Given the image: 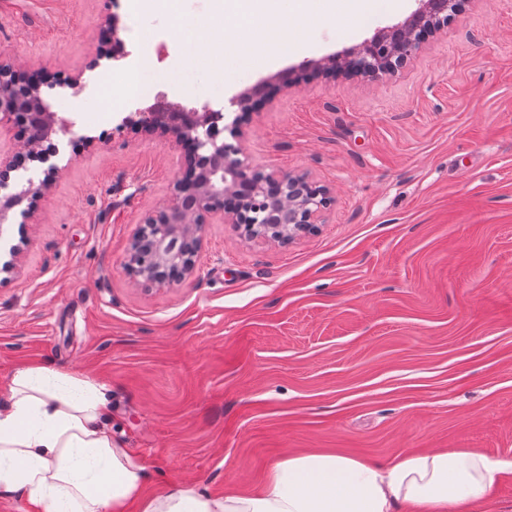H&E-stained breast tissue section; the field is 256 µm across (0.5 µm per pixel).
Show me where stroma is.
I'll return each instance as SVG.
<instances>
[{"mask_svg":"<svg viewBox=\"0 0 512 512\" xmlns=\"http://www.w3.org/2000/svg\"><path fill=\"white\" fill-rule=\"evenodd\" d=\"M106 0H0V53L55 75L69 115L66 173L38 223L12 212L0 263V379L25 363L78 369L112 388V432L150 473L148 492L192 481L262 488L288 456L388 462L450 448L512 460V0H472L405 71L318 77L257 109L244 157L307 172L333 203L317 234L282 247L211 224L195 277L134 286L123 271L139 219L168 196L177 160L103 110L93 61ZM415 7L379 0L301 36L274 65H187L165 14L129 12L141 93L236 112L255 82L360 44ZM80 73L73 91L66 76ZM95 139L76 150L74 140Z\"/></svg>","mask_w":512,"mask_h":512,"instance_id":"stroma-1","label":"stroma"}]
</instances>
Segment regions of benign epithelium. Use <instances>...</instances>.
Instances as JSON below:
<instances>
[{
  "label": "benign epithelium",
  "instance_id": "1",
  "mask_svg": "<svg viewBox=\"0 0 512 512\" xmlns=\"http://www.w3.org/2000/svg\"><path fill=\"white\" fill-rule=\"evenodd\" d=\"M415 2L416 8L404 21L376 31L349 53L307 60L238 95L234 99L238 112L229 127L233 144L220 137L214 111L207 105L188 106L164 97L123 118L118 133L133 128L180 158V175L169 198L136 225L123 263L129 278L146 288L180 285L192 278L208 224H233L250 239L281 245L314 233L332 202L327 187L304 173L258 168L238 158L249 137L253 109L272 102L277 91L297 87L311 76L397 74L412 64L430 37L448 28L470 0ZM102 21L108 36L97 46L93 66L103 57L117 60L125 54L116 16L105 15ZM43 86L41 71L9 54L0 55V128L9 130L13 140L8 152H0L1 225L24 202L22 223H34L39 202L64 170L51 161L58 153L52 138L72 133L75 122L51 109ZM33 160L47 165L39 183L31 181L17 193H1L13 174ZM27 244L22 237L12 246L0 273L21 271L20 256Z\"/></svg>",
  "mask_w": 512,
  "mask_h": 512
}]
</instances>
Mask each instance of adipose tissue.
Wrapping results in <instances>:
<instances>
[{"mask_svg":"<svg viewBox=\"0 0 512 512\" xmlns=\"http://www.w3.org/2000/svg\"><path fill=\"white\" fill-rule=\"evenodd\" d=\"M183 0H137L163 8L185 47L233 65L276 63L297 45L291 36L344 12L364 17L374 0H217L205 20L186 16ZM224 30L203 42L204 27ZM112 388L75 369L24 364L0 380V496L22 498L32 512H470L490 498L505 468L475 451L411 453L377 465L334 454L294 455L274 463L261 491L212 495L194 483L149 495L147 467L107 418Z\"/></svg>","mask_w":512,"mask_h":512,"instance_id":"1","label":"adipose tissue"}]
</instances>
